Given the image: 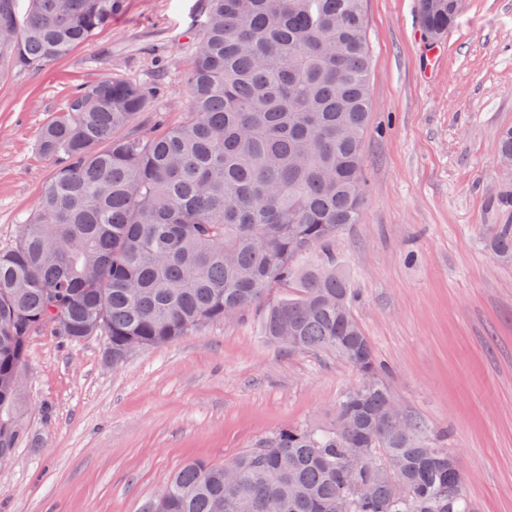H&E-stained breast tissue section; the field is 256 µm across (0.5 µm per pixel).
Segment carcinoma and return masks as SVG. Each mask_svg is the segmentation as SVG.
<instances>
[{
    "instance_id": "carcinoma-1",
    "label": "carcinoma",
    "mask_w": 512,
    "mask_h": 512,
    "mask_svg": "<svg viewBox=\"0 0 512 512\" xmlns=\"http://www.w3.org/2000/svg\"><path fill=\"white\" fill-rule=\"evenodd\" d=\"M14 2L0 0L1 71H38L92 41L125 0H30L23 25ZM460 5L419 0L426 33L444 35ZM369 74L363 0H210L182 121L116 139L149 109L142 85L105 79L71 96L39 139L54 176L0 251V454L26 430L15 375L37 333L104 336L119 365L256 309L265 340L333 354L362 382L329 426L280 430L229 463L188 462L141 512H468L455 456L416 422L384 420L387 366L333 251L364 204ZM498 157L512 162V128ZM494 247L512 252V224ZM394 460L400 499L379 476Z\"/></svg>"
}]
</instances>
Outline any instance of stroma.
I'll list each match as a JSON object with an SVG mask.
<instances>
[{
	"label": "stroma",
	"instance_id": "stroma-1",
	"mask_svg": "<svg viewBox=\"0 0 512 512\" xmlns=\"http://www.w3.org/2000/svg\"><path fill=\"white\" fill-rule=\"evenodd\" d=\"M208 0H126L111 24L39 71L0 73V250L15 241L56 164L43 126L103 79L144 85L134 134L188 109V69ZM372 110L365 205L336 241L355 314L404 415L457 458L474 512H512V0H464L440 40L418 0H364ZM106 339L30 341L29 434L0 467V512H140L186 461L233 460L282 428L332 422L360 373L323 352L288 353L259 313L213 323L117 367Z\"/></svg>",
	"mask_w": 512,
	"mask_h": 512
}]
</instances>
